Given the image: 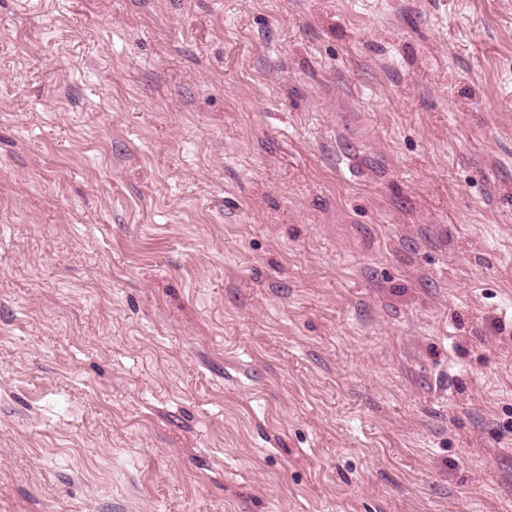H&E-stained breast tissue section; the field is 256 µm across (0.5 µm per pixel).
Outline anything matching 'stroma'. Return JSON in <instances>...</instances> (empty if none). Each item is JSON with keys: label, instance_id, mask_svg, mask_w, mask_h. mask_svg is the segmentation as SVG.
Listing matches in <instances>:
<instances>
[{"label": "stroma", "instance_id": "stroma-1", "mask_svg": "<svg viewBox=\"0 0 512 512\" xmlns=\"http://www.w3.org/2000/svg\"><path fill=\"white\" fill-rule=\"evenodd\" d=\"M0 512H512V0H0Z\"/></svg>", "mask_w": 512, "mask_h": 512}]
</instances>
